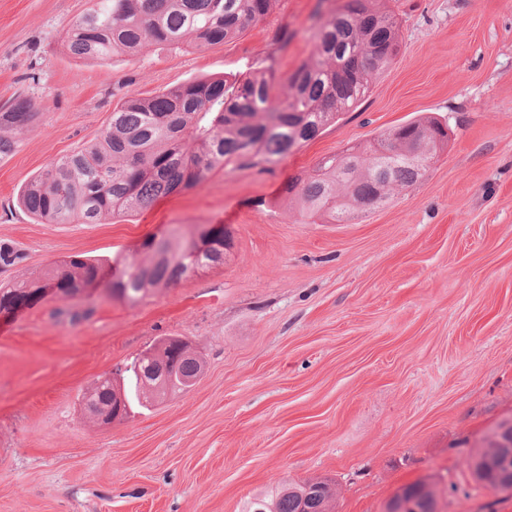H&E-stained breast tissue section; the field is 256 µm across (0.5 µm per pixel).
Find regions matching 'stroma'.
<instances>
[{"label":"stroma","mask_w":512,"mask_h":512,"mask_svg":"<svg viewBox=\"0 0 512 512\" xmlns=\"http://www.w3.org/2000/svg\"><path fill=\"white\" fill-rule=\"evenodd\" d=\"M89 6L0 0V104L20 94L41 114L0 156V243L25 256L0 284L75 255L141 260L175 226L223 225L227 246L222 265L134 305L100 288L0 316V512H243L282 483L321 480L334 512H384L420 480L438 512H512L467 465L512 421V0H380L400 24L397 60L273 170L231 168L102 224H49L19 190L95 140L125 97L271 53L290 73L313 50L318 0H273L232 40L108 66L63 47ZM426 118L447 124L448 143L384 207L336 224L302 219L286 196L321 158ZM166 336L202 359L195 385L111 427L88 422L82 393Z\"/></svg>","instance_id":"stroma-1"}]
</instances>
